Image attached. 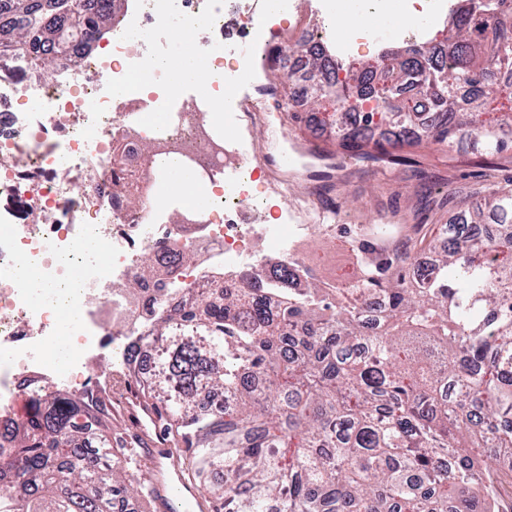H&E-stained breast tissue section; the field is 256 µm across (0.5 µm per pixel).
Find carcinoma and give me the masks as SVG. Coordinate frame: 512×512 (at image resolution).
Listing matches in <instances>:
<instances>
[{"instance_id":"obj_1","label":"carcinoma","mask_w":512,"mask_h":512,"mask_svg":"<svg viewBox=\"0 0 512 512\" xmlns=\"http://www.w3.org/2000/svg\"><path fill=\"white\" fill-rule=\"evenodd\" d=\"M9 0L21 18L0 26V60L38 34L43 72L62 59L48 34L72 40L112 21L121 0H100L98 19L79 0ZM446 59L388 52L344 77H318L295 91L310 121L330 128L336 156L403 160L422 140L500 157L512 147V114L493 112L500 86L491 66L512 59V23L484 21L475 0H457ZM431 102L418 114L400 86ZM420 129L415 139L369 131ZM413 267L403 248L365 265L362 279L318 297L310 270L273 272L280 301L256 287L267 273H240L248 287L224 289L159 312L154 369L125 353L119 377L134 384L179 452L184 479L210 512H500L493 471L512 457V189L467 204ZM377 292L376 318L365 306ZM102 403L57 389L28 403L0 447V477L14 480L10 512H127L148 500L147 481L128 473L124 437L112 438Z\"/></svg>"}]
</instances>
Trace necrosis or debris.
Here are the masks:
<instances>
[{"instance_id": "obj_1", "label": "necrosis or debris", "mask_w": 512, "mask_h": 512, "mask_svg": "<svg viewBox=\"0 0 512 512\" xmlns=\"http://www.w3.org/2000/svg\"><path fill=\"white\" fill-rule=\"evenodd\" d=\"M206 3L123 0L108 39L74 43L79 65L60 63L50 83L32 65L39 43L0 61V422L19 420L18 401L32 395L90 384L98 358L147 335L159 300L183 288L235 294V270L294 259L304 225L283 212L252 220L279 177L262 174L261 146L241 143L242 116L229 109L230 86L251 79L256 60L226 54L224 43L250 39L251 7L227 0L218 15ZM199 19L212 80L187 100L170 70L148 64L155 33ZM141 71L151 91L122 93ZM168 157L193 172L204 207H158L175 193ZM193 245L206 254L198 268L176 259ZM147 253L152 278L138 275Z\"/></svg>"}]
</instances>
